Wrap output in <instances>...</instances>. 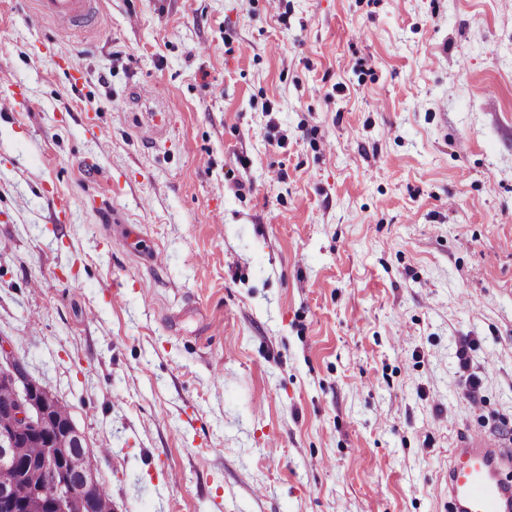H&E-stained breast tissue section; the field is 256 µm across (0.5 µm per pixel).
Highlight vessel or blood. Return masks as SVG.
I'll return each mask as SVG.
<instances>
[{
  "instance_id": "1",
  "label": "vessel or blood",
  "mask_w": 512,
  "mask_h": 512,
  "mask_svg": "<svg viewBox=\"0 0 512 512\" xmlns=\"http://www.w3.org/2000/svg\"><path fill=\"white\" fill-rule=\"evenodd\" d=\"M41 18L69 28L95 18L100 0H34ZM512 446L489 435L465 434L448 468L452 512H512Z\"/></svg>"
}]
</instances>
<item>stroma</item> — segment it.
Segmentation results:
<instances>
[{
  "label": "stroma",
  "mask_w": 512,
  "mask_h": 512,
  "mask_svg": "<svg viewBox=\"0 0 512 512\" xmlns=\"http://www.w3.org/2000/svg\"><path fill=\"white\" fill-rule=\"evenodd\" d=\"M2 91L0 337L112 512H450L512 439V0H0ZM101 0H34L41 18L51 20L61 28L89 21L97 14ZM512 443L469 432L452 453L448 498L453 512H511L512 482L503 477L512 468Z\"/></svg>",
  "instance_id": "stroma-1"
}]
</instances>
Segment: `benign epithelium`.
<instances>
[{
	"mask_svg": "<svg viewBox=\"0 0 512 512\" xmlns=\"http://www.w3.org/2000/svg\"><path fill=\"white\" fill-rule=\"evenodd\" d=\"M57 399L28 380L21 363L0 341V512H93L99 494L97 475L75 456L82 434L70 419L55 414ZM44 441L36 464L14 456L18 441Z\"/></svg>",
	"mask_w": 512,
	"mask_h": 512,
	"instance_id": "benign-epithelium-1",
	"label": "benign epithelium"
}]
</instances>
